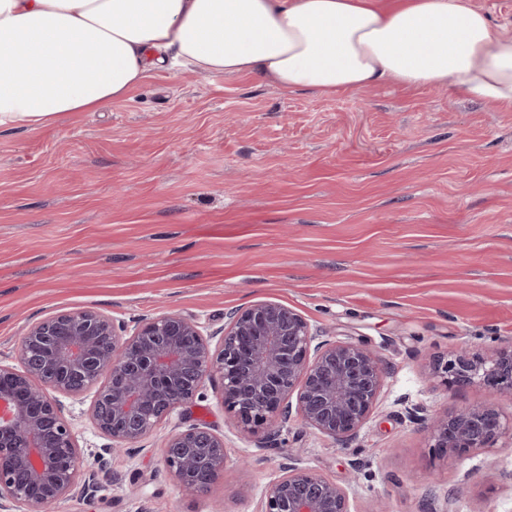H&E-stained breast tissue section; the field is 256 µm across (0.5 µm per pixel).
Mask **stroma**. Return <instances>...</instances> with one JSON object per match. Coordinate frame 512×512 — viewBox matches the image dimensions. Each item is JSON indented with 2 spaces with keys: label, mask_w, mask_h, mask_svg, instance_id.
Returning <instances> with one entry per match:
<instances>
[{
  "label": "stroma",
  "mask_w": 512,
  "mask_h": 512,
  "mask_svg": "<svg viewBox=\"0 0 512 512\" xmlns=\"http://www.w3.org/2000/svg\"><path fill=\"white\" fill-rule=\"evenodd\" d=\"M265 300L388 365L348 448L296 417L265 440L241 431L213 377L114 453L91 388L59 401L98 490L49 512H260L291 463L343 487L351 512H512V434L447 459L407 416L487 401L427 363L512 337V112L391 80L325 97L178 66L101 111L0 128V363L64 311L130 328L179 314L213 334ZM192 424L226 448L204 493L161 459Z\"/></svg>",
  "instance_id": "1"
}]
</instances>
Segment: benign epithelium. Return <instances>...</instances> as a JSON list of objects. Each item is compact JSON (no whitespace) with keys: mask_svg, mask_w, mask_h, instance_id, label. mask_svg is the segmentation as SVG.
Here are the masks:
<instances>
[{"mask_svg":"<svg viewBox=\"0 0 512 512\" xmlns=\"http://www.w3.org/2000/svg\"><path fill=\"white\" fill-rule=\"evenodd\" d=\"M22 369L0 364V512H48L94 485H78V448L59 401L47 388L83 394L104 377L91 408L112 447L138 443L161 420L194 398L204 378L219 375L224 410L243 431H273L276 419L297 413L303 424L345 448L369 419L385 378L381 358L366 346L322 339L295 309L261 301L233 312L221 336L168 314L124 323L91 309L65 311L32 325L24 336ZM447 391L478 384L492 397L512 396V344L488 355L460 352L431 363ZM182 387L174 402L167 390ZM408 417L433 447L461 460L493 447L505 425L491 403L450 414ZM189 448L210 450L207 465L222 471L224 438L204 426L174 433L163 448L168 473L191 490L186 474L198 466ZM263 512H349L348 495L309 468L294 464L265 492Z\"/></svg>","mask_w":512,"mask_h":512,"instance_id":"benign-epithelium-1","label":"benign epithelium"}]
</instances>
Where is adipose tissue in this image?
Instances as JSON below:
<instances>
[{"label":"adipose tissue","mask_w":512,"mask_h":512,"mask_svg":"<svg viewBox=\"0 0 512 512\" xmlns=\"http://www.w3.org/2000/svg\"><path fill=\"white\" fill-rule=\"evenodd\" d=\"M172 57L287 93L393 80L512 112V34L473 0H0V127L100 111Z\"/></svg>","instance_id":"ef3b65f1"}]
</instances>
